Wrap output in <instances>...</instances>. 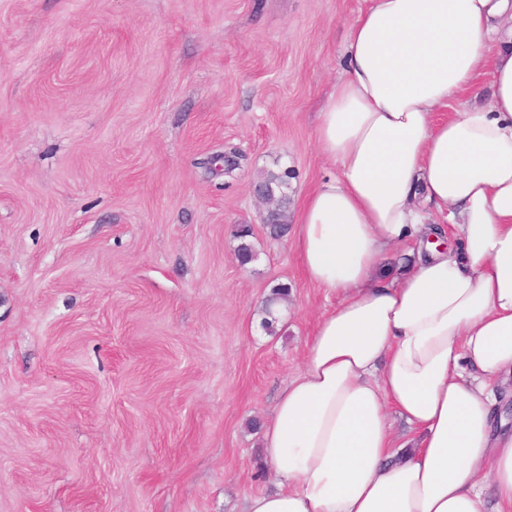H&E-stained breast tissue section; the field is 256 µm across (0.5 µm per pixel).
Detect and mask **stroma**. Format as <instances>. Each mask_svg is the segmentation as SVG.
Returning a JSON list of instances; mask_svg holds the SVG:
<instances>
[{
	"mask_svg": "<svg viewBox=\"0 0 512 512\" xmlns=\"http://www.w3.org/2000/svg\"><path fill=\"white\" fill-rule=\"evenodd\" d=\"M367 5L0 0V512H246L275 490L256 425L331 302L250 189L289 169L293 222L338 174L316 114ZM226 146L239 168H199Z\"/></svg>",
	"mask_w": 512,
	"mask_h": 512,
	"instance_id": "1",
	"label": "stroma"
}]
</instances>
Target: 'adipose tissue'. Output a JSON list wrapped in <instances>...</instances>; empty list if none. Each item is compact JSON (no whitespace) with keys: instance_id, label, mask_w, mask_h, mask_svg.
Masks as SVG:
<instances>
[{"instance_id":"adipose-tissue-1","label":"adipose tissue","mask_w":512,"mask_h":512,"mask_svg":"<svg viewBox=\"0 0 512 512\" xmlns=\"http://www.w3.org/2000/svg\"><path fill=\"white\" fill-rule=\"evenodd\" d=\"M316 138L291 246L336 303L247 512H512V0H370Z\"/></svg>"}]
</instances>
